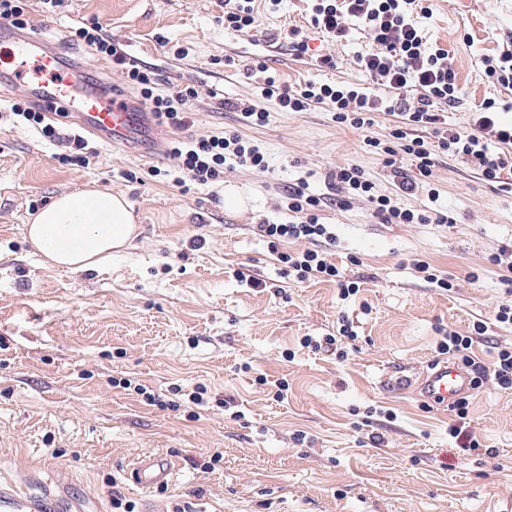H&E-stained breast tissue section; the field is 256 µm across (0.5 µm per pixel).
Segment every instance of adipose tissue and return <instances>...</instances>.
<instances>
[{"label": "adipose tissue", "instance_id": "adipose-tissue-1", "mask_svg": "<svg viewBox=\"0 0 512 512\" xmlns=\"http://www.w3.org/2000/svg\"><path fill=\"white\" fill-rule=\"evenodd\" d=\"M138 232V217L125 196L91 187L55 197L26 226L45 263L74 270L104 265Z\"/></svg>", "mask_w": 512, "mask_h": 512}]
</instances>
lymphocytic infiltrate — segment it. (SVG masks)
Here are the masks:
<instances>
[{
    "label": "lymphocytic infiltrate",
    "mask_w": 512,
    "mask_h": 512,
    "mask_svg": "<svg viewBox=\"0 0 512 512\" xmlns=\"http://www.w3.org/2000/svg\"><path fill=\"white\" fill-rule=\"evenodd\" d=\"M418 7L419 0H313V28L337 39L346 38L356 27L367 32L376 49L360 56L358 64L372 77L395 89L394 97L384 99L372 95L355 83L337 85L309 81L291 90L282 87L275 76L268 74L265 62L259 59L252 64L253 71L263 75L256 88L257 95L275 101L286 112H303L314 104L331 105L336 122L355 129L367 128L371 123V113L378 111L398 113L405 117L406 123L437 127L440 117L432 107L437 103L455 101L456 73L448 60L447 50L428 45L415 19ZM71 37L98 54L110 57L113 64L121 67L128 84L138 91L144 106L159 122L178 127L189 123V104L197 97V89L186 87L174 94L161 92L156 72L128 60L122 48L104 34L99 23L77 27ZM413 86L422 91L421 96L414 100L405 94L406 89ZM8 109L30 125L42 139L68 145V152L58 157L61 164L86 166L94 158L95 152L89 148L85 138L64 122V109H57L52 118L23 101L9 103ZM405 125L394 126L388 140L371 137L366 141L367 146L382 157L384 166L399 176L398 188L402 193H414L420 187V178L431 176L432 155L437 148L474 167L490 182L498 181L502 171L512 165V124L500 120L494 100L484 101L473 112L468 130H441L437 127L438 144L434 147L425 140L409 138ZM401 153L411 157L418 170V178L403 176L397 164V156ZM168 157L174 172L200 185L220 182L225 167L231 165L260 171L267 168L260 148L235 133L174 140L169 146ZM335 181L341 192L367 197L383 223L427 224L431 221L427 214L399 208L389 197L374 194L372 181L366 178L359 166L339 168ZM319 203V198L306 194L303 188L293 189L288 195V209L297 214V221L260 224L256 230L272 247L288 239L306 242V249L278 253V261L286 264L298 278L320 276L336 281L341 297L345 298L358 292L357 283L342 277L324 251L314 247L315 242L321 240L330 244L336 241L335 232L329 225L320 223L314 212Z\"/></svg>",
    "instance_id": "1"
}]
</instances>
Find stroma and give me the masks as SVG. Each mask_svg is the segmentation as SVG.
<instances>
[{
	"label": "stroma",
	"mask_w": 512,
	"mask_h": 512,
	"mask_svg": "<svg viewBox=\"0 0 512 512\" xmlns=\"http://www.w3.org/2000/svg\"><path fill=\"white\" fill-rule=\"evenodd\" d=\"M422 6L427 42L447 49L458 86L456 102L434 112L465 129L492 98L512 121V87L490 83L483 64L512 51V0ZM254 9V29L241 33L225 29L224 0H58L50 12L29 0L34 33L65 45L70 63L124 97L136 93L121 69L72 43L70 29L99 21L160 74L164 92L198 87L193 126L167 127V139L235 131L260 147L269 170L237 167L212 186L180 183L172 172L152 175L149 138L135 155L97 142L96 163L66 166L61 145L0 116V483L48 489L90 512H112L116 490L167 512L178 504L189 512H512V392L485 377L461 420L394 385L427 370L448 327L484 323L472 356L486 366L512 347V323L495 317L506 288L488 261L512 242V169L492 183L438 152V199L399 195L363 143L385 138L398 116L375 113L363 132L337 123L325 104L285 112L256 97L250 70L259 57L289 88L356 82L392 97L357 64L374 49L367 34L327 37L310 25L309 0H281L273 12L255 0ZM292 28L309 36L304 56L290 49ZM212 86L219 97L209 96ZM224 99L254 103L267 122L245 123L234 106L221 107ZM349 164L366 171L375 194L439 210L449 223L384 224L362 199L340 207L330 182ZM302 179L322 198L321 223L336 231L335 245L320 250L360 286L348 299L336 282L283 275L255 232L287 222L288 188ZM87 186L124 194L140 233L105 267L47 266L25 237L27 218ZM230 191L241 205L227 202ZM416 259L453 288L428 282ZM344 316L356 332L341 341L345 358L303 346L307 336L338 335ZM199 387L200 406L188 399ZM145 456L170 460L168 485L146 492L133 481Z\"/></svg>",
	"instance_id": "1"
}]
</instances>
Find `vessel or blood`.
<instances>
[{
	"instance_id": "1",
	"label": "vessel or blood",
	"mask_w": 512,
	"mask_h": 512,
	"mask_svg": "<svg viewBox=\"0 0 512 512\" xmlns=\"http://www.w3.org/2000/svg\"><path fill=\"white\" fill-rule=\"evenodd\" d=\"M9 34L16 46V76L33 75L37 85L33 90L36 102L61 104L86 131L105 134L112 145L126 146L150 136L152 121L148 113L134 112L124 99L88 86L78 68L64 62V47L47 46L41 41L0 23V34ZM400 386H417L430 402L449 407L463 395L473 392L471 374L455 364L445 362L430 366L420 380L402 377ZM137 482L154 488L171 481V465L157 457H144L133 468ZM50 492L22 493L0 485V512H46Z\"/></svg>"
}]
</instances>
